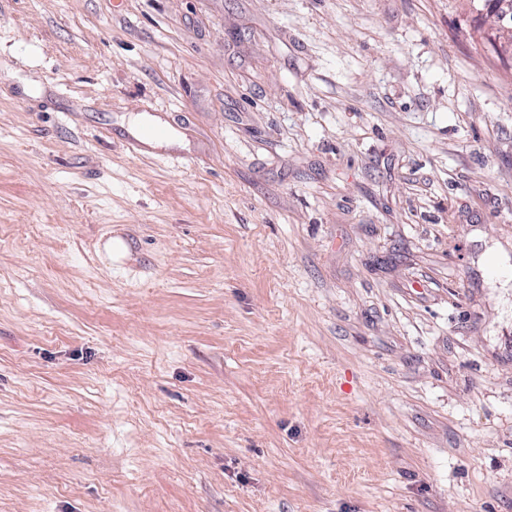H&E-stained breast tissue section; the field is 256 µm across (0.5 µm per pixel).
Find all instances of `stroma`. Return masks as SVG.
<instances>
[{"label": "stroma", "instance_id": "1", "mask_svg": "<svg viewBox=\"0 0 512 512\" xmlns=\"http://www.w3.org/2000/svg\"><path fill=\"white\" fill-rule=\"evenodd\" d=\"M0 512H512V37L0 0Z\"/></svg>", "mask_w": 512, "mask_h": 512}]
</instances>
